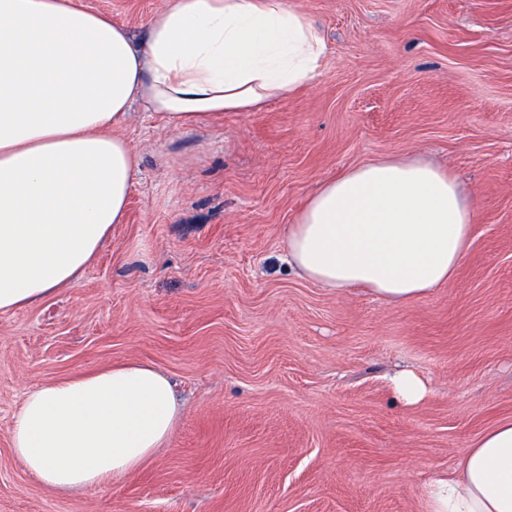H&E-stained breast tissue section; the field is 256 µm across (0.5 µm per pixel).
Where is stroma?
I'll use <instances>...</instances> for the list:
<instances>
[{"instance_id": "obj_1", "label": "stroma", "mask_w": 512, "mask_h": 512, "mask_svg": "<svg viewBox=\"0 0 512 512\" xmlns=\"http://www.w3.org/2000/svg\"><path fill=\"white\" fill-rule=\"evenodd\" d=\"M144 38L164 0H84ZM326 41L317 78L183 131L132 110L125 223L69 288L0 313V512H426L430 478L512 418V0H287ZM421 159L476 209L453 280L408 303L286 262L311 193ZM137 360L172 381L165 448L58 493L12 451L25 391ZM401 367L424 401L396 400Z\"/></svg>"}]
</instances>
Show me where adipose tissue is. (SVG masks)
<instances>
[{
    "label": "adipose tissue",
    "instance_id": "1",
    "mask_svg": "<svg viewBox=\"0 0 512 512\" xmlns=\"http://www.w3.org/2000/svg\"><path fill=\"white\" fill-rule=\"evenodd\" d=\"M326 45L285 0H166L136 39L82 0H0V313L74 282L124 223L139 157L132 106L186 129L257 112L310 84ZM475 208L445 172L396 159L325 181L288 227L290 265L329 288L396 303L452 280ZM169 379L129 360L31 387L12 451L66 491L138 471L171 439ZM427 512H512V418L425 491Z\"/></svg>",
    "mask_w": 512,
    "mask_h": 512
}]
</instances>
